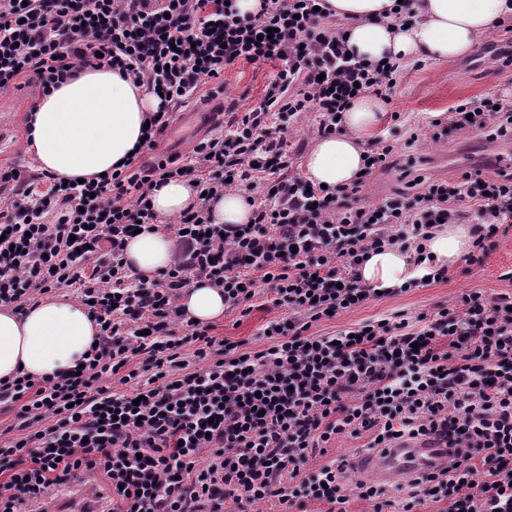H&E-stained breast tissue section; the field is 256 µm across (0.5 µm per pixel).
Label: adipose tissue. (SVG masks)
<instances>
[{"mask_svg":"<svg viewBox=\"0 0 512 512\" xmlns=\"http://www.w3.org/2000/svg\"><path fill=\"white\" fill-rule=\"evenodd\" d=\"M337 15L350 19L347 46L373 62L414 58L450 60L466 54L495 24L512 17V0H418L408 23L391 22L397 0H326ZM158 100L134 87L117 71L88 68L41 99L27 134L26 150L40 169L56 177L92 178L111 172L143 142L147 113ZM384 118L378 97L356 98L343 116L344 134L319 138L304 160L314 183L330 187L352 183L363 166L365 143ZM188 181L172 180L154 190L155 214L179 217L196 204ZM473 238L467 224L437 228L424 248L437 264H456L469 253ZM132 269L150 278L169 267L173 242L162 231L141 232L126 244ZM427 268L395 247L371 252L360 268L363 283L378 290L403 286ZM188 318L206 325L224 315V293L198 282L180 300ZM98 327L81 304L60 297L42 298L24 313L0 305V381L18 372L41 377L74 369L94 345Z\"/></svg>","mask_w":512,"mask_h":512,"instance_id":"1","label":"adipose tissue"}]
</instances>
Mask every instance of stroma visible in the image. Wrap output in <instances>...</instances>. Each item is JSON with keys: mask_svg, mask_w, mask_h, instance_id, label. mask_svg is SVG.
<instances>
[{"mask_svg": "<svg viewBox=\"0 0 512 512\" xmlns=\"http://www.w3.org/2000/svg\"><path fill=\"white\" fill-rule=\"evenodd\" d=\"M273 71L272 65L237 64L224 72L223 82H211L197 91L194 100L210 99L212 92L223 91L226 102L236 111L245 112L256 106ZM498 93L512 97V66L494 68L484 40H477L463 56L445 61L426 60L422 69L405 74L394 93L386 112H399V120L387 121L382 135L396 146L395 164L379 173L365 190L368 202H377L394 193L409 190L410 181L417 176L433 180L457 178L464 171L485 165L492 158L491 144L485 138L454 134L425 146L407 143L409 125L428 127L433 113L465 102ZM33 102L29 88H21L0 96V168L23 166L34 177V188L46 190L39 181L40 169L25 151V117ZM482 292L492 297L501 293L512 295V229L500 238L482 264L467 266L459 263L450 268L449 278L441 283L414 288L409 292L368 302L360 308L319 321L314 326L321 335L333 334L375 318L396 312L416 317L434 312L438 306L457 300L462 294ZM273 311L257 307L247 316L239 312L225 313L214 324L217 338L231 341L258 339Z\"/></svg>", "mask_w": 512, "mask_h": 512, "instance_id": "35a3bbf8", "label": "stroma"}]
</instances>
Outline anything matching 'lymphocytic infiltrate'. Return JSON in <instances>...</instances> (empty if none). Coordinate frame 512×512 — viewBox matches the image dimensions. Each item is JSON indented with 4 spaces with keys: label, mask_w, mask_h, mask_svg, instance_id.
<instances>
[{
    "label": "lymphocytic infiltrate",
    "mask_w": 512,
    "mask_h": 512,
    "mask_svg": "<svg viewBox=\"0 0 512 512\" xmlns=\"http://www.w3.org/2000/svg\"><path fill=\"white\" fill-rule=\"evenodd\" d=\"M345 33L323 0H261L247 17L234 0H0V94L23 81L42 97L85 67L116 70L160 97L146 151L226 69L275 66L258 105L232 113L228 133L188 157L131 156L102 177L52 180L36 200L19 170L0 169V305L22 312L71 288L99 327L80 372L0 382V405L17 421L0 443V512H38L87 473L107 486L106 512H249L272 500L283 512L310 501L346 512L353 496L374 512H512L511 295L466 293L413 319L311 331L377 298L359 275L370 252L420 257L439 223L467 224L474 266L512 224V177L479 168L364 202L366 184L391 165L394 145L382 137L349 185L324 189L299 172L291 138L305 113L313 134L339 133L352 100L391 101L407 72L348 56ZM458 132L511 137L512 99L457 105L428 136ZM172 179L198 195L173 223L149 201ZM227 192L248 198L250 223H214L210 203ZM147 224L176 244L149 281L124 260ZM201 279L222 289L225 310L248 314L263 295L280 314L259 342L216 338L176 303ZM345 432L369 434L370 450L438 434L452 454L395 500L348 482L343 460L311 467Z\"/></svg>",
    "instance_id": "f902f5d3"
}]
</instances>
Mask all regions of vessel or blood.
Returning a JSON list of instances; mask_svg holds the SVG:
<instances>
[{"instance_id":"1","label":"vessel or blood","mask_w":512,"mask_h":512,"mask_svg":"<svg viewBox=\"0 0 512 512\" xmlns=\"http://www.w3.org/2000/svg\"><path fill=\"white\" fill-rule=\"evenodd\" d=\"M224 120V100L216 97L194 106L185 114L186 123L195 131L204 133ZM449 453L445 441L435 437L403 441L384 454L362 453L350 458L352 474L373 479L379 484L396 483L419 471L433 469Z\"/></svg>"}]
</instances>
